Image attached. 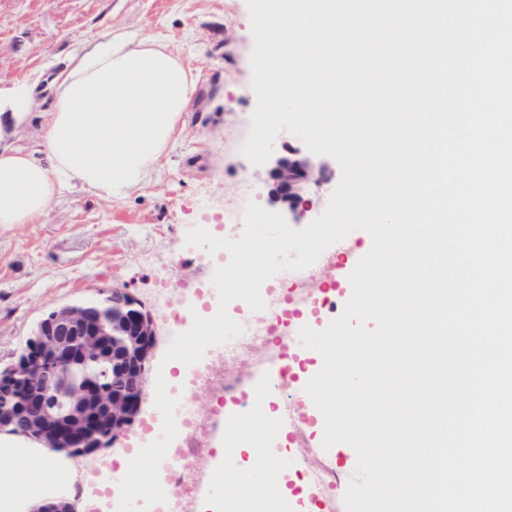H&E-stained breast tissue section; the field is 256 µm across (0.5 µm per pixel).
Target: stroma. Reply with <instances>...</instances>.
I'll use <instances>...</instances> for the list:
<instances>
[{
    "label": "stroma",
    "mask_w": 512,
    "mask_h": 512,
    "mask_svg": "<svg viewBox=\"0 0 512 512\" xmlns=\"http://www.w3.org/2000/svg\"><path fill=\"white\" fill-rule=\"evenodd\" d=\"M112 31H147L167 44L197 74V96L151 180L134 192L105 198L71 186L54 198L42 223L0 227V370L46 312L119 287L152 316V364L172 378L185 368L163 359L187 323L175 311L199 309L218 266L203 249L187 245L188 229L235 239L244 231L246 201L270 205L266 166L252 165L240 152L257 103L246 0H0V87L37 83L13 145L31 148L41 140L51 79L89 41ZM285 388L289 403L307 416L308 445L286 446L289 467L300 471L301 459L309 457L335 468L341 475L336 494L344 496L355 450L323 448L324 432L308 415L303 389L295 381ZM133 442L129 435L76 459V475L88 490L105 487L106 460Z\"/></svg>",
    "instance_id": "stroma-1"
}]
</instances>
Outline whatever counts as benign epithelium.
Here are the masks:
<instances>
[{
    "instance_id": "benign-epithelium-1",
    "label": "benign epithelium",
    "mask_w": 512,
    "mask_h": 512,
    "mask_svg": "<svg viewBox=\"0 0 512 512\" xmlns=\"http://www.w3.org/2000/svg\"><path fill=\"white\" fill-rule=\"evenodd\" d=\"M331 175L326 161L299 147L272 158L269 197L289 224H300L307 196ZM100 305H64L46 313L34 337L0 371V432L20 433L75 459L124 436L141 412L156 345L151 315L125 288L104 292ZM108 361L103 381L64 386L66 373L86 362Z\"/></svg>"
}]
</instances>
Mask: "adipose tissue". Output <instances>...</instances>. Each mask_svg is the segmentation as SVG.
I'll return each mask as SVG.
<instances>
[{"instance_id":"ef3b65f1","label":"adipose tissue","mask_w":512,"mask_h":512,"mask_svg":"<svg viewBox=\"0 0 512 512\" xmlns=\"http://www.w3.org/2000/svg\"><path fill=\"white\" fill-rule=\"evenodd\" d=\"M196 75L152 34L113 33L69 64L57 84L37 151L0 148V226L35 224L64 186L121 197L150 180L175 140L197 91ZM32 96L25 83L0 94V138L17 133ZM274 452L244 465L225 462L223 500H203L200 512H242L255 492L244 470L273 467ZM73 462L66 452L0 435V512H42L68 501Z\"/></svg>"}]
</instances>
